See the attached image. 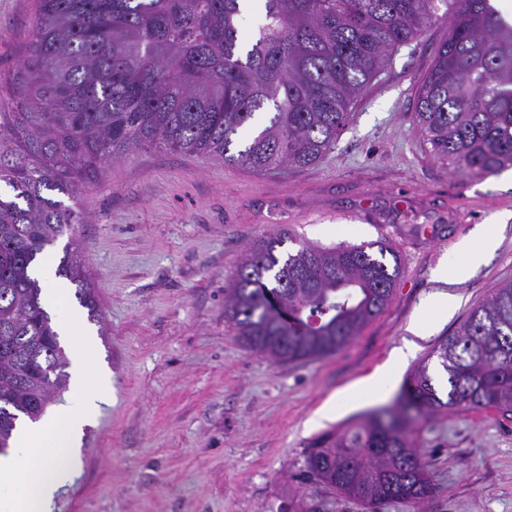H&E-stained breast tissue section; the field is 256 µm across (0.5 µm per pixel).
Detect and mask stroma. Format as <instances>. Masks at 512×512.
Instances as JSON below:
<instances>
[{"label":"stroma","instance_id":"stroma-1","mask_svg":"<svg viewBox=\"0 0 512 512\" xmlns=\"http://www.w3.org/2000/svg\"><path fill=\"white\" fill-rule=\"evenodd\" d=\"M35 10L36 0H0V73L23 59ZM447 32L441 17L399 46L310 167L259 174L147 150L80 191L77 243L103 318L77 314L112 390L54 512H366L308 476V448L393 406L441 337L512 281V177L435 159L413 122L416 89ZM486 228L498 248L464 270L461 246L479 247ZM276 232L287 252L384 241L400 256L392 300L336 353L276 361L246 349L224 317L243 257ZM440 269L458 277L457 306L421 318ZM408 342L414 354L392 387L362 390ZM413 437L433 493L376 512H512V419L447 411L419 421Z\"/></svg>","mask_w":512,"mask_h":512}]
</instances>
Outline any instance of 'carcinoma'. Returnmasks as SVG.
Here are the masks:
<instances>
[{
	"label": "carcinoma",
	"instance_id": "carcinoma-1",
	"mask_svg": "<svg viewBox=\"0 0 512 512\" xmlns=\"http://www.w3.org/2000/svg\"><path fill=\"white\" fill-rule=\"evenodd\" d=\"M240 0H36L27 52L0 90V442L39 419L66 387L68 361L39 280L44 249L66 236L56 274L99 318L66 200L103 166L142 149L207 155L263 173L305 168L335 146L350 110L399 46L439 15L448 36L416 91L414 123L438 160L486 177L512 167V24L491 0H264L245 40ZM253 246L225 289L224 316L276 361L335 352L391 301L400 260L381 241ZM400 400L306 455L315 480L369 510L432 491L412 427L450 410L512 415V281L471 309Z\"/></svg>",
	"mask_w": 512,
	"mask_h": 512
}]
</instances>
